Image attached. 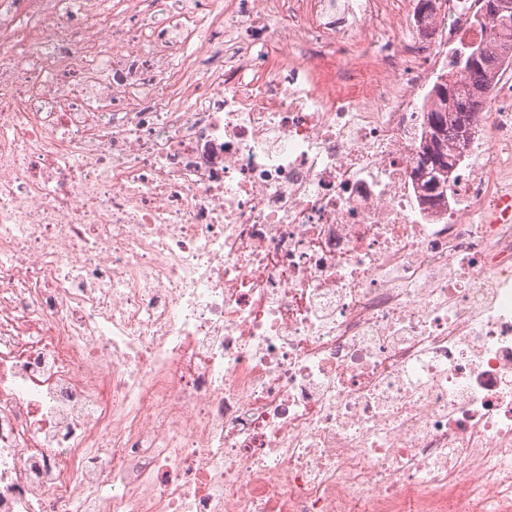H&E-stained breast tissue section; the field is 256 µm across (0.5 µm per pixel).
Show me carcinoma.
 <instances>
[{
	"label": "carcinoma",
	"instance_id": "1",
	"mask_svg": "<svg viewBox=\"0 0 512 512\" xmlns=\"http://www.w3.org/2000/svg\"><path fill=\"white\" fill-rule=\"evenodd\" d=\"M499 0H483L481 25L491 28L496 37V51L478 44L482 59L478 66L455 63L433 88L432 105L427 108L431 148L423 153L421 164L428 165L432 176L425 188L441 187L444 174L453 167L455 154L465 145L471 119L484 110L498 72L499 61L512 56V14L496 16Z\"/></svg>",
	"mask_w": 512,
	"mask_h": 512
}]
</instances>
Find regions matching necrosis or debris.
<instances>
[{
  "label": "necrosis or debris",
  "instance_id": "necrosis-or-debris-1",
  "mask_svg": "<svg viewBox=\"0 0 512 512\" xmlns=\"http://www.w3.org/2000/svg\"><path fill=\"white\" fill-rule=\"evenodd\" d=\"M0 0V512H512V61L481 0ZM512 0L501 1L504 13L496 18L499 0H483V18L481 26L494 31L496 52L478 43L482 59L479 63V52L472 47L465 62L455 63L454 71L442 75L433 88L432 105L427 108L428 134L431 137V148L423 153L420 165L428 164L433 175L426 182L427 190H435L444 184V174L454 165L455 154L463 148L468 131L471 130V119L477 112H482L490 97V93L498 72L501 58L512 57ZM505 15V16H504ZM450 84V85H449ZM454 89L448 98V88Z\"/></svg>",
  "mask_w": 512,
  "mask_h": 512
}]
</instances>
